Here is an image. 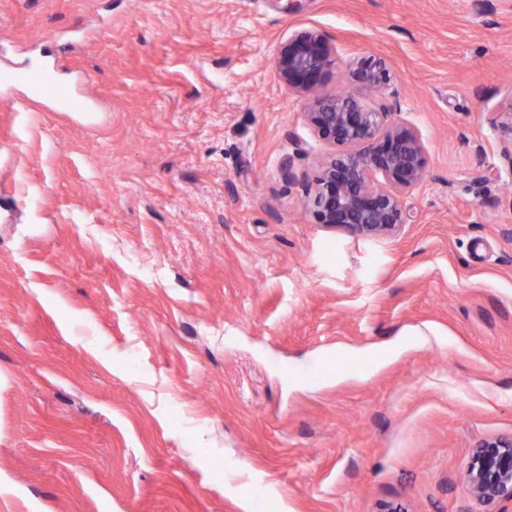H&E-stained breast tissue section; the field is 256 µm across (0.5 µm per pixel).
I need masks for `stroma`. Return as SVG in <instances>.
Instances as JSON below:
<instances>
[{"mask_svg": "<svg viewBox=\"0 0 512 512\" xmlns=\"http://www.w3.org/2000/svg\"><path fill=\"white\" fill-rule=\"evenodd\" d=\"M420 131L395 237L315 224L279 44ZM0 512H512V0H0ZM385 61L383 95L348 67ZM30 64L10 70L7 74L6 83H21L28 87L30 95L28 100L33 98L52 97L71 111H79L82 108V101L67 92H60L59 87L49 80H35L29 76L28 69ZM493 119V124L504 136L507 145L502 150L503 159L507 162L508 167L512 169V100L508 106ZM464 480L471 495L484 504L512 500V435L478 443Z\"/></svg>", "mask_w": 512, "mask_h": 512, "instance_id": "obj_1", "label": "stroma"}]
</instances>
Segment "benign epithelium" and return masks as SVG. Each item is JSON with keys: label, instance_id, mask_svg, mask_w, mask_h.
Here are the masks:
<instances>
[{"label": "benign epithelium", "instance_id": "obj_1", "mask_svg": "<svg viewBox=\"0 0 512 512\" xmlns=\"http://www.w3.org/2000/svg\"><path fill=\"white\" fill-rule=\"evenodd\" d=\"M336 60V45L308 27L281 44L276 68L282 81L303 101L304 119L323 142L343 151L329 156L306 192L315 223L357 240L390 238L408 223L396 191L421 183L427 172L422 138L408 123L365 107L349 92L324 91ZM350 80L381 93L388 77L381 59L350 66ZM507 145L503 159L512 171V101L493 119ZM391 189H386L385 185ZM466 486L480 502L512 500V435L485 439L474 448Z\"/></svg>", "mask_w": 512, "mask_h": 512}]
</instances>
